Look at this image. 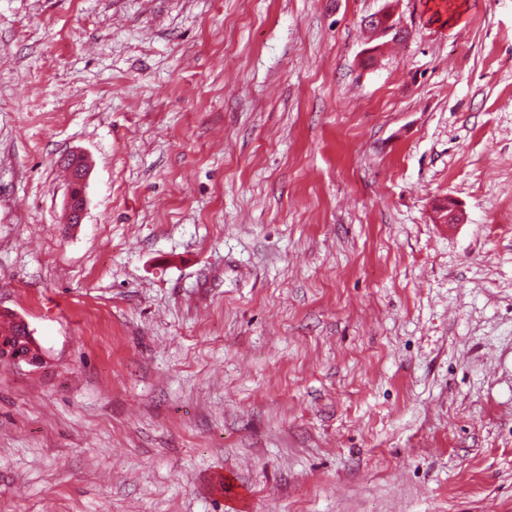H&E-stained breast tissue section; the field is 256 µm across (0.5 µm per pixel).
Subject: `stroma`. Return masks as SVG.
Segmentation results:
<instances>
[{"mask_svg":"<svg viewBox=\"0 0 512 512\" xmlns=\"http://www.w3.org/2000/svg\"><path fill=\"white\" fill-rule=\"evenodd\" d=\"M0 312V512H512V0H0ZM88 174L89 171L86 169H81L79 172V178L77 180V183L79 184V187L81 188V193L79 195H76L74 189L70 190L65 204V211L67 215V221L66 223L69 224H78L82 222L85 210H86V194H85V188L88 180ZM79 201L78 205L75 206V203ZM22 334L23 329L18 321H8L0 327V344L3 346L1 351L4 357L5 355L16 357L34 354L40 347L34 336L31 340H26L22 337L26 335Z\"/></svg>","mask_w":512,"mask_h":512,"instance_id":"35a3bbf8","label":"stroma"}]
</instances>
